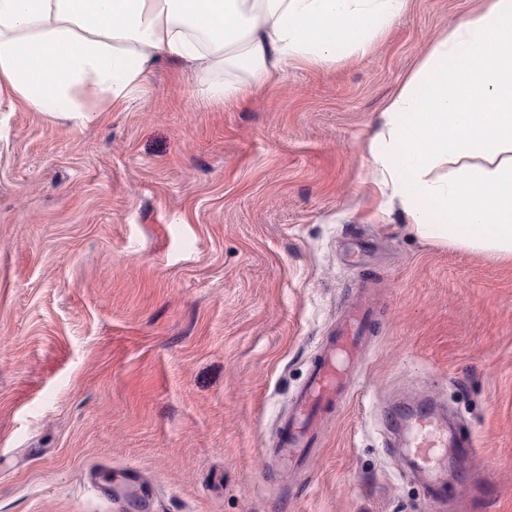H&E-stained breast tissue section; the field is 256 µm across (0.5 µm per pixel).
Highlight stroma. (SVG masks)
Segmentation results:
<instances>
[{"label":"stroma","instance_id":"obj_1","mask_svg":"<svg viewBox=\"0 0 512 512\" xmlns=\"http://www.w3.org/2000/svg\"><path fill=\"white\" fill-rule=\"evenodd\" d=\"M475 5L407 0L366 56L226 105L166 58L83 124L0 98V512H119L99 467L148 512H439L382 431L423 401L476 442L453 512H512V261L419 238L370 155ZM360 296L354 390L282 469L279 423Z\"/></svg>","mask_w":512,"mask_h":512}]
</instances>
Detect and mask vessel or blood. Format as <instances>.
Here are the masks:
<instances>
[{
    "label": "vessel or blood",
    "instance_id": "1",
    "mask_svg": "<svg viewBox=\"0 0 512 512\" xmlns=\"http://www.w3.org/2000/svg\"><path fill=\"white\" fill-rule=\"evenodd\" d=\"M370 314L367 306L356 307L348 313L336 336L324 343L320 361L298 396L292 416L279 424L275 451L282 464L293 463L310 448L315 413L333 407L350 390L351 374L344 361L355 357ZM401 434L414 471L425 478L435 496L444 488L438 475L440 467L449 457H468L474 452L472 441L462 434L449 433L442 416L433 409L410 420Z\"/></svg>",
    "mask_w": 512,
    "mask_h": 512
}]
</instances>
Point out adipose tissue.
Here are the masks:
<instances>
[{
  "instance_id": "ef3b65f1",
  "label": "adipose tissue",
  "mask_w": 512,
  "mask_h": 512,
  "mask_svg": "<svg viewBox=\"0 0 512 512\" xmlns=\"http://www.w3.org/2000/svg\"><path fill=\"white\" fill-rule=\"evenodd\" d=\"M406 0H0V95L59 119L126 101L161 56L232 102L288 64L365 54ZM370 153L421 238L512 259V0H481L381 114Z\"/></svg>"
}]
</instances>
